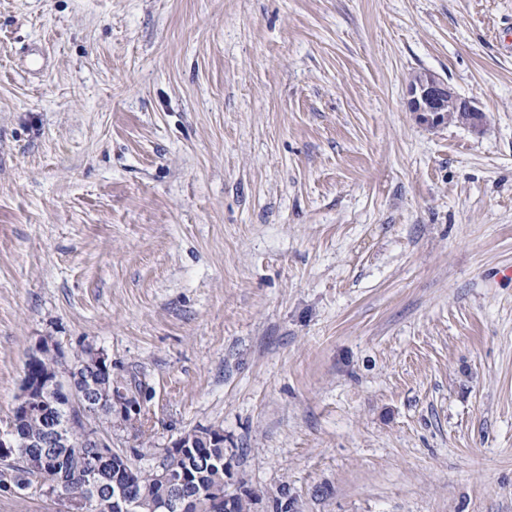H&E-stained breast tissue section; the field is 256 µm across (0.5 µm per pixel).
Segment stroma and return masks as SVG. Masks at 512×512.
I'll list each match as a JSON object with an SVG mask.
<instances>
[{"label": "stroma", "instance_id": "obj_1", "mask_svg": "<svg viewBox=\"0 0 512 512\" xmlns=\"http://www.w3.org/2000/svg\"><path fill=\"white\" fill-rule=\"evenodd\" d=\"M44 337L251 512H512V0H0V427ZM406 93L409 112H417L424 123L435 125L447 120L448 101L456 100L453 112H456L454 120L457 123L477 133L484 127V111L472 99L457 95L447 81L434 73L414 75L407 84Z\"/></svg>", "mask_w": 512, "mask_h": 512}]
</instances>
